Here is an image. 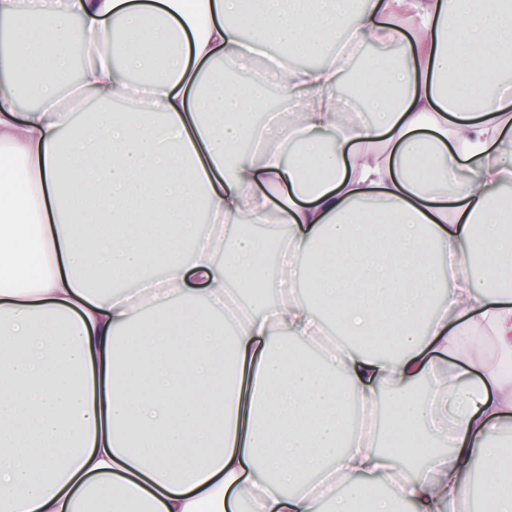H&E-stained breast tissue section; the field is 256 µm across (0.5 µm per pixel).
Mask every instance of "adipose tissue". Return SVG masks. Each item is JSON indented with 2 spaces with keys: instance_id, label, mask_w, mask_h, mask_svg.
Segmentation results:
<instances>
[{
  "instance_id": "1",
  "label": "adipose tissue",
  "mask_w": 512,
  "mask_h": 512,
  "mask_svg": "<svg viewBox=\"0 0 512 512\" xmlns=\"http://www.w3.org/2000/svg\"><path fill=\"white\" fill-rule=\"evenodd\" d=\"M351 3L0 0V512H512V0Z\"/></svg>"
}]
</instances>
